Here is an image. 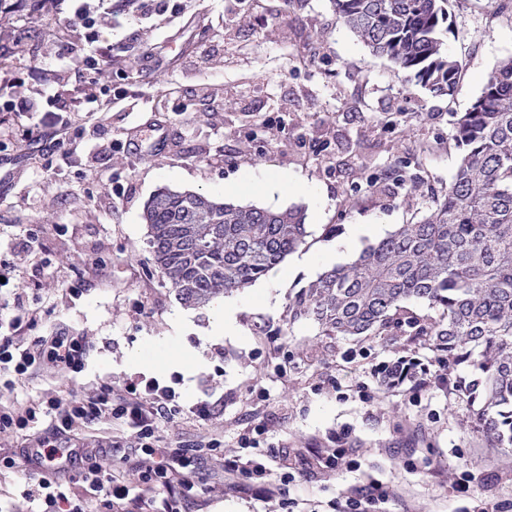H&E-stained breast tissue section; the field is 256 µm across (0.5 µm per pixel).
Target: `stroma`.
Instances as JSON below:
<instances>
[{
    "label": "stroma",
    "instance_id": "35a3bbf8",
    "mask_svg": "<svg viewBox=\"0 0 512 512\" xmlns=\"http://www.w3.org/2000/svg\"><path fill=\"white\" fill-rule=\"evenodd\" d=\"M103 3L119 22L102 34L109 59L93 77L82 58H55L80 33L67 0H0V68L26 72L0 88V122L19 120L7 100L49 82L67 96L99 92L106 106L83 120L37 113L30 140L0 144V302L19 295L33 311L25 340L66 329L92 346L81 370L45 365L0 397L80 398L142 374L187 409H209L208 419L187 412L163 427L172 441L216 438L230 453L261 423L274 447L350 451L318 477L271 469L283 494L268 502L208 477L200 512H349L352 490L371 483L391 491L371 512H512V448L488 447L467 398L381 386L379 368L399 354L380 339L288 322L301 286L427 213L431 189L447 185L461 157L455 119L512 56V16L494 0H450L448 53L461 79L437 96L372 54L332 0H179L161 16L141 0ZM202 85L215 99L195 97ZM88 125L107 132L109 160H98ZM388 168L422 172L424 188L379 183ZM162 187L305 206L306 243L243 291L183 306L152 264L142 220ZM364 224L377 234H361ZM228 307L234 329L215 335ZM34 473L0 465V512H31L23 491Z\"/></svg>",
    "mask_w": 512,
    "mask_h": 512
}]
</instances>
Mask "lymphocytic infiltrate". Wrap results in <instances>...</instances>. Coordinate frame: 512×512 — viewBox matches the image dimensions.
<instances>
[{
	"label": "lymphocytic infiltrate",
	"mask_w": 512,
	"mask_h": 512,
	"mask_svg": "<svg viewBox=\"0 0 512 512\" xmlns=\"http://www.w3.org/2000/svg\"><path fill=\"white\" fill-rule=\"evenodd\" d=\"M70 19L82 29L81 38L91 51H98L102 31L111 29V13L93 11L92 0H69ZM52 107L61 112L98 111L100 104L89 97L73 103L58 96L36 92L9 100L7 111L26 117ZM26 310L21 303L0 307V323H7L9 333H0V379L32 371L41 362L52 363L61 372L82 369L90 351L83 336L60 331L39 337L30 345L18 343L17 329ZM182 410L169 390L154 380L137 376L121 389L101 386L99 392L85 399L55 398L33 402L24 407L0 403V431L11 428L27 429L43 424L34 447L20 449L18 455L0 458L8 467L18 460L34 463L38 477L25 490V497L38 505L59 507L67 504L68 512H85L86 503L102 501L124 507L125 512H190L197 506L199 487L195 479L208 462H216L227 479L226 490L244 497H274L278 488L266 481L262 464L253 459L218 456V445L207 441L205 447L185 449L161 439V421L175 420ZM112 419L131 430L137 445L115 439L109 445L113 456L132 463L141 478L140 488L129 486L119 476L101 471L95 464V454L83 451L74 440L89 422ZM69 475L70 484L80 486L81 499L72 501L60 490L58 473Z\"/></svg>",
	"instance_id": "lymphocytic-infiltrate-1"
}]
</instances>
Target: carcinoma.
I'll use <instances>...</instances> for the list:
<instances>
[{
	"label": "carcinoma",
	"instance_id": "carcinoma-1",
	"mask_svg": "<svg viewBox=\"0 0 512 512\" xmlns=\"http://www.w3.org/2000/svg\"><path fill=\"white\" fill-rule=\"evenodd\" d=\"M338 19L373 53L436 95L453 94L460 67L448 56V0H333ZM462 150L433 205L325 271L288 299V325L319 335L419 344L440 361L481 375L455 382L483 399L476 427L492 448L512 447V57L489 74L457 119ZM301 206L266 209L167 187L145 203L154 265L181 303L205 307L252 284L298 250Z\"/></svg>",
	"mask_w": 512,
	"mask_h": 512
}]
</instances>
